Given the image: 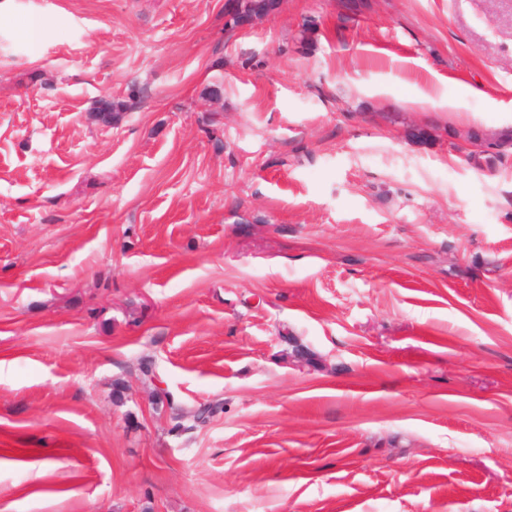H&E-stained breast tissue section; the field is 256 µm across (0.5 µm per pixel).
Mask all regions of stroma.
<instances>
[{"mask_svg":"<svg viewBox=\"0 0 512 512\" xmlns=\"http://www.w3.org/2000/svg\"><path fill=\"white\" fill-rule=\"evenodd\" d=\"M225 2L0 16V512H512V0ZM279 6L280 0H228L224 8V26L229 29L241 27L253 19L274 13Z\"/></svg>","mask_w":512,"mask_h":512,"instance_id":"stroma-1","label":"stroma"}]
</instances>
